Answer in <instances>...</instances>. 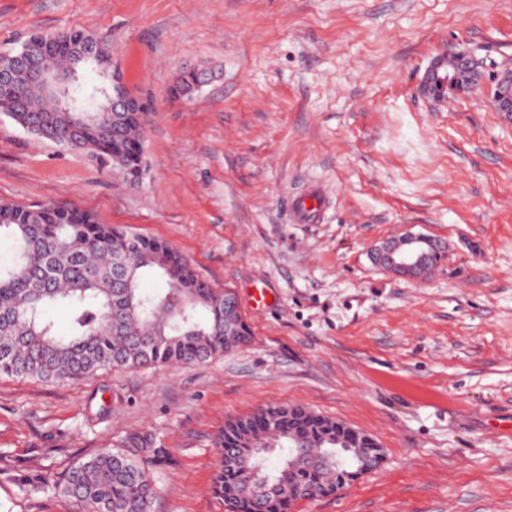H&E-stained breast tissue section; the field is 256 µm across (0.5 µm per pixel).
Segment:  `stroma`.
<instances>
[{"label":"stroma","instance_id":"obj_1","mask_svg":"<svg viewBox=\"0 0 512 512\" xmlns=\"http://www.w3.org/2000/svg\"><path fill=\"white\" fill-rule=\"evenodd\" d=\"M85 30L148 107L144 175L99 168L0 116V201L93 212L168 242L231 290L250 341L190 366L74 384L0 376V512H76L55 483L103 448H160L154 512H224L210 492L227 420L300 405L362 431L381 466L293 512H512V0H0V54ZM484 75L441 104L437 55ZM209 79L169 93L180 71ZM322 185V219L288 202ZM445 245L421 281L370 248ZM267 305H256L258 289ZM44 475L28 495L19 478ZM436 69L438 75L448 73L443 83L448 91L455 93L471 92L483 82V74L471 56L466 53L441 54L432 60L431 65L422 77L418 90L422 96L440 100L448 91L439 92L433 80ZM492 102L496 112L512 117V70L497 75Z\"/></svg>","mask_w":512,"mask_h":512}]
</instances>
